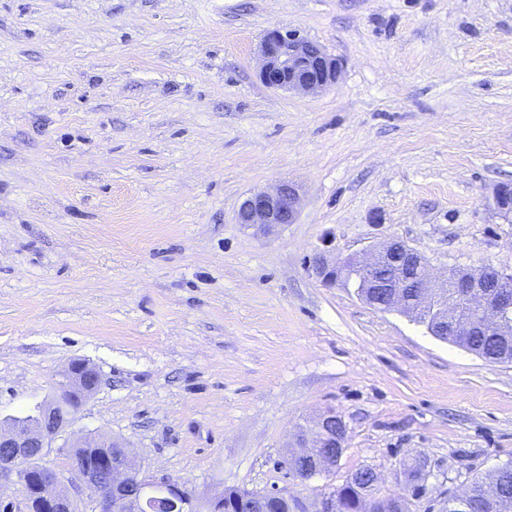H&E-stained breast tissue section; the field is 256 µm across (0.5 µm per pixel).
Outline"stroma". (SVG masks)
I'll return each instance as SVG.
<instances>
[{"label": "stroma", "instance_id": "stroma-1", "mask_svg": "<svg viewBox=\"0 0 512 512\" xmlns=\"http://www.w3.org/2000/svg\"><path fill=\"white\" fill-rule=\"evenodd\" d=\"M336 58V83L272 90L266 30ZM298 185L296 223L239 224ZM512 0H0V419L72 361L101 434L148 478L315 500L360 468L445 512L512 460V363L382 312L308 259L406 241L436 271L512 267ZM348 437L330 477L286 478L299 426ZM426 479L412 497L404 463Z\"/></svg>", "mask_w": 512, "mask_h": 512}]
</instances>
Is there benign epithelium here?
<instances>
[{"mask_svg": "<svg viewBox=\"0 0 512 512\" xmlns=\"http://www.w3.org/2000/svg\"><path fill=\"white\" fill-rule=\"evenodd\" d=\"M263 60L259 71L262 83L274 90L314 92L336 83L339 64L316 43L298 32L274 28L267 30L259 45ZM299 192L290 182H282L275 192H257L240 205L238 223L269 230L295 223ZM495 207L512 212V186L501 185L494 196ZM334 239L323 240L311 265L326 285L349 282L370 305L382 310H397L414 318L426 314L427 331L434 337L500 335L512 320V271L491 265L456 269L446 277L431 273L428 259L399 240H390L363 257L342 256L333 247ZM101 385L97 369L73 361L62 374L53 398L38 407L32 421L20 417L0 420V478L12 475L23 489L17 498L0 483V512H76L75 497L87 494L94 512H149L156 504L168 512H199L185 484L176 480H152L142 475V466L125 445L89 436L69 445V473L38 464L74 415ZM347 427L335 410L323 411L312 429L299 428L294 435L298 450L289 454L285 469L298 457H308L315 470L323 472L341 458ZM95 441L101 451L82 456L77 449ZM319 448H334L336 454L316 453ZM242 503L245 512H268V505H284L290 512H344L328 491L314 508L288 497L275 488L264 493L241 491L228 496L221 492L206 501V512H232Z\"/></svg>", "mask_w": 512, "mask_h": 512, "instance_id": "1", "label": "benign epithelium"}]
</instances>
